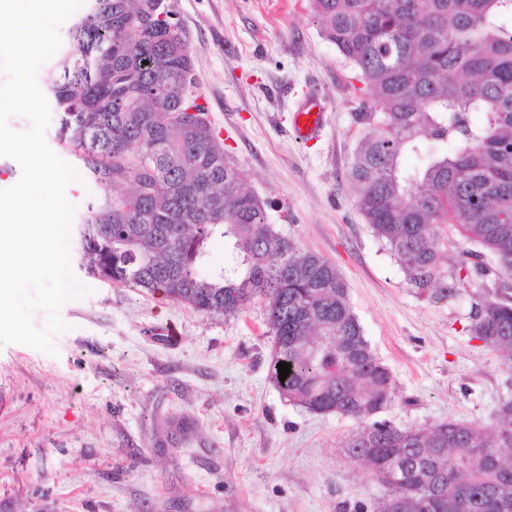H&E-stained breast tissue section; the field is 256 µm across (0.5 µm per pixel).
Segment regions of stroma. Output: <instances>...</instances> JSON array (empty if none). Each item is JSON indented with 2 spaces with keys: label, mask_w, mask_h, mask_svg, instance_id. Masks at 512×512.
I'll use <instances>...</instances> for the list:
<instances>
[{
  "label": "stroma",
  "mask_w": 512,
  "mask_h": 512,
  "mask_svg": "<svg viewBox=\"0 0 512 512\" xmlns=\"http://www.w3.org/2000/svg\"><path fill=\"white\" fill-rule=\"evenodd\" d=\"M225 151L269 221L334 263L394 398L377 417L428 429L490 427L512 397V363L471 335V306L512 279L454 297L412 287L365 224L348 177L364 93L309 0H171ZM327 100L326 126L297 142L296 106ZM121 186L83 176L88 206ZM88 296L67 302L56 354L0 347V512H356L382 488L346 454L358 420L291 404L271 380L265 301L204 314L114 284L72 257Z\"/></svg>",
  "instance_id": "stroma-1"
}]
</instances>
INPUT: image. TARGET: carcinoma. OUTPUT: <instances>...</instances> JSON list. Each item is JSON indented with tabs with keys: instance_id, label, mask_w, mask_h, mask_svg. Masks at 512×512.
Wrapping results in <instances>:
<instances>
[{
	"instance_id": "carcinoma-1",
	"label": "carcinoma",
	"mask_w": 512,
	"mask_h": 512,
	"mask_svg": "<svg viewBox=\"0 0 512 512\" xmlns=\"http://www.w3.org/2000/svg\"><path fill=\"white\" fill-rule=\"evenodd\" d=\"M154 0H85L45 67L60 136L97 179L132 190L89 209L81 265L114 283L162 292L206 314L266 300L271 379L289 402L355 418L347 455L385 491L430 512H512V398L486 428L450 419L429 430L368 421L393 400L336 266L269 222L211 123L187 121L193 58ZM324 37L357 71L366 130L350 168L357 208L415 288L438 280L435 239L456 231L453 297L493 273L512 279V0H311ZM484 119L475 122L472 115ZM415 155L420 164L407 167ZM234 261L206 275V245ZM472 334L512 361V295L472 305ZM291 364L280 381L277 365ZM400 484L383 476L406 461Z\"/></svg>"
}]
</instances>
